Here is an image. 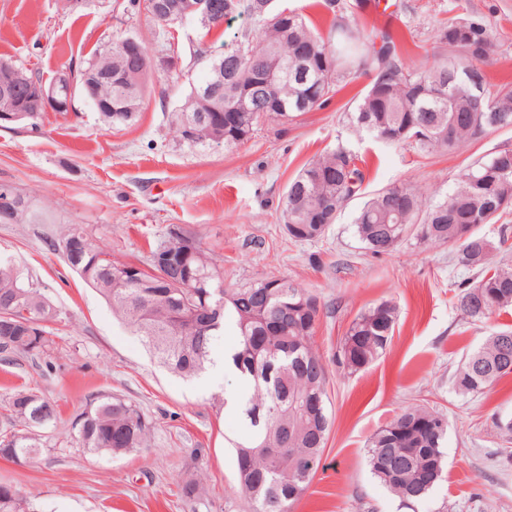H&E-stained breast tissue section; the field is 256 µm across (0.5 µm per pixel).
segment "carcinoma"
Returning a JSON list of instances; mask_svg holds the SVG:
<instances>
[{
  "label": "carcinoma",
  "instance_id": "1",
  "mask_svg": "<svg viewBox=\"0 0 512 512\" xmlns=\"http://www.w3.org/2000/svg\"><path fill=\"white\" fill-rule=\"evenodd\" d=\"M224 12L197 22L206 32L246 15L231 51L197 57L202 74L179 106L173 132L190 149L236 147L252 138L261 120H288L297 112L328 106L343 89L339 78L370 71L372 79L356 101L350 119L356 129L387 143H406L427 152H456L488 131L512 126V82L492 84L483 70L494 46L490 27L480 19L451 17L440 23L439 43L449 53L419 66L407 63L403 38L390 30L363 34L336 23L330 39L302 15L285 12L274 0H223ZM159 65L180 76L170 28L179 21L153 16ZM121 38L98 50L86 64L58 78L68 89L97 106L107 126L134 121L149 93L146 77L153 66L149 48L132 51L134 71L112 75L96 88L83 81L91 68L114 70L123 51ZM40 76L0 59V95L14 94L26 109L21 121L34 128L43 104L34 83ZM359 157L342 144L312 158L288 184L282 217L296 242L315 241L337 215L360 198L355 233L364 248L378 255L409 236L447 243L469 276L454 284L453 298L462 313L483 322L512 307V253L508 231L494 242L478 227L495 224L512 207V149L503 148L471 163L448 195L431 202L406 181L366 197ZM24 206L23 224H40L32 203L0 184V212ZM166 232L150 247L147 268L112 260V254L75 225L63 235L84 246L62 254L66 265L99 290L162 366L195 377L211 362L212 346L230 327L236 346L230 361L243 386L236 407L243 435L234 442L239 493L249 512H290L316 475L332 426L327 407V371L314 348L318 312L315 296L282 278L229 290L213 257L181 227ZM137 268L134 283L128 269ZM15 316L0 329V353L44 356L54 344L50 324L60 311L37 293L11 262L0 260V314ZM397 308L382 301L357 315L341 339L337 362L352 374L367 368L390 345ZM512 374V330H500L469 353L454 376L457 390L479 394ZM50 402L39 392L19 391L7 401V427L0 434V457L13 462L40 453L32 431L44 424L32 415ZM153 428L141 409L125 399L93 397L71 422L69 442L89 453L124 455L148 447ZM448 420L425 405L411 406L381 426L369 440L372 474L406 503L428 497L443 480ZM0 512H34L19 488L0 485Z\"/></svg>",
  "mask_w": 512,
  "mask_h": 512
}]
</instances>
